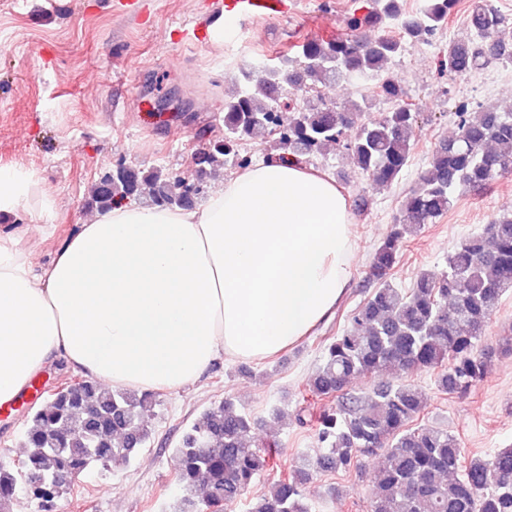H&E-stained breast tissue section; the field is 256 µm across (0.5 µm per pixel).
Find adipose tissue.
I'll use <instances>...</instances> for the list:
<instances>
[{"label": "adipose tissue", "mask_w": 512, "mask_h": 512, "mask_svg": "<svg viewBox=\"0 0 512 512\" xmlns=\"http://www.w3.org/2000/svg\"><path fill=\"white\" fill-rule=\"evenodd\" d=\"M42 217L33 171L0 167V406L56 360L119 388L177 391L218 356L262 361L328 319L347 292L355 217L324 173L260 160L182 210L94 212L45 264L7 217Z\"/></svg>", "instance_id": "ef3b65f1"}]
</instances>
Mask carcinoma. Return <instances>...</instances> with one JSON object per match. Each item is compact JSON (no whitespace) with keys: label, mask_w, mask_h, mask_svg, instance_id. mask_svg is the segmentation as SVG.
<instances>
[{"label":"carcinoma","mask_w":512,"mask_h":512,"mask_svg":"<svg viewBox=\"0 0 512 512\" xmlns=\"http://www.w3.org/2000/svg\"><path fill=\"white\" fill-rule=\"evenodd\" d=\"M456 2L424 0L420 10L407 12L400 0H368L362 14L348 19L352 34L308 40L276 65L241 69L224 95V137L194 157L197 176L228 163L248 167L241 147L253 141L270 142L300 162L334 145L352 172L393 185L408 165L417 123L405 89L388 71L406 43L363 32L390 21L410 40L424 42L448 23ZM470 25L474 37L449 42L441 72L465 75L492 61L512 64V27L490 0H475ZM356 76L378 80L390 111L375 118L365 98L338 106L327 96L337 81ZM287 84L315 95L301 102L285 91ZM511 173L512 104L477 110L459 104L452 133L435 146L401 201L400 217L374 250L377 287L324 342L309 390L322 400L336 397V404L316 417L318 453L258 496L249 512H315L306 492L314 474L349 472L359 456L377 451L384 464L369 512H512V448L465 456L448 430L418 423L425 398L402 380L411 370L433 369L439 390L464 393L489 374L496 356L512 353L509 336L495 347L482 343L488 320L512 292V213L463 238L438 274L421 271L410 288L391 281L406 234L447 213L457 189L481 188ZM186 188V179L173 172L122 165L95 184L91 204L106 210L120 200L144 199L186 209L192 207ZM356 376L377 384L337 396ZM155 405L151 391L110 389L89 379L65 383L34 411L24 433L26 457L0 462V512H12L21 493L41 512H54L68 476L129 463L150 441L144 415ZM250 427V418L226 399L184 432L176 446L178 512L221 507L255 483L271 455L246 444Z\"/></svg>","instance_id":"1"}]
</instances>
